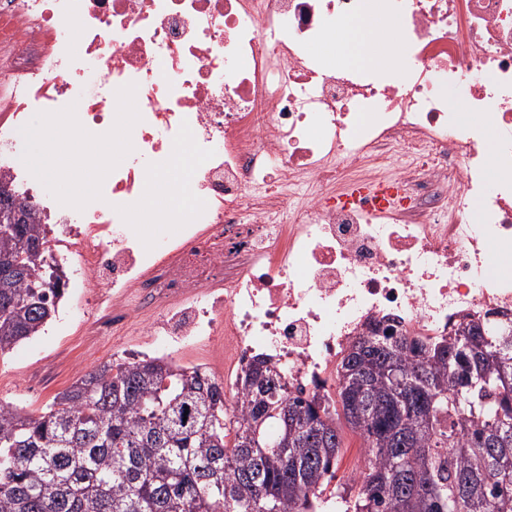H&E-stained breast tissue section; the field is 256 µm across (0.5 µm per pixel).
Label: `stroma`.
Wrapping results in <instances>:
<instances>
[{"mask_svg": "<svg viewBox=\"0 0 512 512\" xmlns=\"http://www.w3.org/2000/svg\"><path fill=\"white\" fill-rule=\"evenodd\" d=\"M92 317L86 303H79L66 318H54L38 336L0 359V402H13L36 414L92 367L150 352L148 339L139 330L153 320V312H143L138 324L112 336L90 335Z\"/></svg>", "mask_w": 512, "mask_h": 512, "instance_id": "obj_1", "label": "stroma"}]
</instances>
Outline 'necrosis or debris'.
Returning <instances> with one entry per match:
<instances>
[{
    "label": "necrosis or debris",
    "mask_w": 512,
    "mask_h": 512,
    "mask_svg": "<svg viewBox=\"0 0 512 512\" xmlns=\"http://www.w3.org/2000/svg\"><path fill=\"white\" fill-rule=\"evenodd\" d=\"M366 2L0 0V181L47 225L70 297L105 304L91 335L149 308L162 357L223 342L234 404L257 355L329 397L371 320L426 340L512 315L493 268L512 260V0H378L398 27L387 82L313 51ZM37 113L123 153L91 196L60 202L30 174ZM173 160L181 208L143 207ZM143 224L180 232L148 244Z\"/></svg>",
    "instance_id": "4bbe7bcc"
}]
</instances>
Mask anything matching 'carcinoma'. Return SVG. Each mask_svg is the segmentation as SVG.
<instances>
[{"mask_svg": "<svg viewBox=\"0 0 512 512\" xmlns=\"http://www.w3.org/2000/svg\"><path fill=\"white\" fill-rule=\"evenodd\" d=\"M0 234V358L58 309L47 231L22 205ZM358 336L336 400L291 390L272 359L224 384L163 358L109 360L40 414L0 403V512H316L335 478L339 419L370 454L336 490L343 512H508L512 324L471 320L423 341Z\"/></svg>", "mask_w": 512, "mask_h": 512, "instance_id": "cac0c4a2", "label": "carcinoma"}]
</instances>
